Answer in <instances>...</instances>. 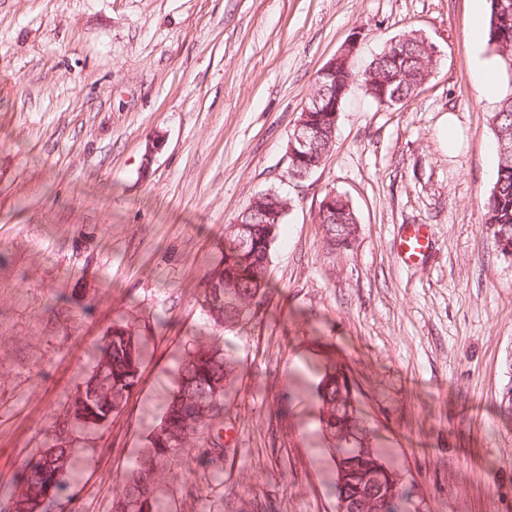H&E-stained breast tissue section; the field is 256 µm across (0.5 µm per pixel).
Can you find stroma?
I'll return each instance as SVG.
<instances>
[{
    "instance_id": "1",
    "label": "stroma",
    "mask_w": 512,
    "mask_h": 512,
    "mask_svg": "<svg viewBox=\"0 0 512 512\" xmlns=\"http://www.w3.org/2000/svg\"><path fill=\"white\" fill-rule=\"evenodd\" d=\"M488 0H0V487L59 436L76 448L51 512H112L113 488L177 390L184 347L236 362L231 455L176 469L162 512H334L336 463L317 386L338 368L371 443L420 512H512V258L482 226L496 177L472 38ZM423 34L437 65L403 106L348 96L334 146L289 180L288 136L319 70L349 42L364 69ZM292 201L253 319L215 329L201 309L224 232L257 193ZM336 191L358 235L332 250L317 222ZM435 242L421 266L402 225ZM135 324L139 380L110 424L65 415L113 326ZM40 387L42 404L28 401ZM398 249L406 264L424 263L433 249L427 225L413 224L406 231H402Z\"/></svg>"
}]
</instances>
